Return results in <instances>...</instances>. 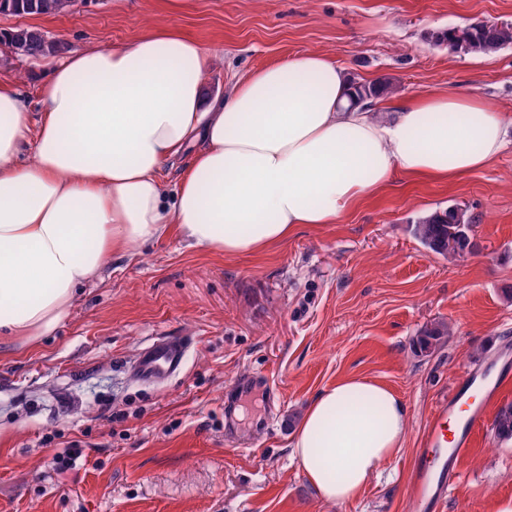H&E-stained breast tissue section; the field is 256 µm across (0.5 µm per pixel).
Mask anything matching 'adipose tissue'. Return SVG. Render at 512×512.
Instances as JSON below:
<instances>
[{
    "mask_svg": "<svg viewBox=\"0 0 512 512\" xmlns=\"http://www.w3.org/2000/svg\"><path fill=\"white\" fill-rule=\"evenodd\" d=\"M206 59L166 29L69 53L41 80L36 117L19 79L0 78V334H52L114 251L176 231L255 253L336 223L394 175L451 182L504 146L505 116L472 95L373 114L332 59L309 53L209 99ZM194 142L167 192L163 168ZM408 415L390 389L348 377L316 395L291 453L323 501L344 504L403 448Z\"/></svg>",
    "mask_w": 512,
    "mask_h": 512,
    "instance_id": "ef3b65f1",
    "label": "adipose tissue"
}]
</instances>
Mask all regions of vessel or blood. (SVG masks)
Wrapping results in <instances>:
<instances>
[{
	"instance_id": "vessel-or-blood-1",
	"label": "vessel or blood",
	"mask_w": 512,
	"mask_h": 512,
	"mask_svg": "<svg viewBox=\"0 0 512 512\" xmlns=\"http://www.w3.org/2000/svg\"><path fill=\"white\" fill-rule=\"evenodd\" d=\"M189 343L185 336H157L143 346L132 362L138 379L145 383H161L179 374L186 362ZM484 418V406L471 401L464 392H456L440 400L426 425L421 444L411 465L409 494L419 512H435L449 487L458 477L447 470L449 457H460L471 444L473 433ZM456 429H449V422Z\"/></svg>"
}]
</instances>
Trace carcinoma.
<instances>
[{
    "label": "carcinoma",
    "mask_w": 512,
    "mask_h": 512,
    "mask_svg": "<svg viewBox=\"0 0 512 512\" xmlns=\"http://www.w3.org/2000/svg\"><path fill=\"white\" fill-rule=\"evenodd\" d=\"M72 7L73 0H0V13L15 16H57L70 12ZM5 35L10 51H19L30 59L60 55L68 49L66 42L49 38L42 30L33 27H16L5 32ZM433 38L435 44L444 45L455 52L488 55L512 44V25L476 21L435 31ZM353 85L357 97L370 101L399 91V87L389 81H355ZM413 233L428 251L445 258H456L477 247L474 225L471 224L467 210L459 206L424 213L414 224ZM447 335L446 323H432L420 330L413 340V348L417 353H426L439 345ZM494 430L499 440L512 441V403L498 410Z\"/></svg>",
    "instance_id": "obj_1"
}]
</instances>
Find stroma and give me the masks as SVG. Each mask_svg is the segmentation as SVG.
Wrapping results in <instances>:
<instances>
[{"label":"stroma","instance_id":"35a3bbf8","mask_svg":"<svg viewBox=\"0 0 512 512\" xmlns=\"http://www.w3.org/2000/svg\"><path fill=\"white\" fill-rule=\"evenodd\" d=\"M86 0L58 16L0 15V30L42 29L70 50L109 48L173 27L209 52L207 96L290 56L330 57L398 99L467 94L512 116V45L489 55L434 45L433 31L512 24V0ZM13 59L29 101L58 64ZM467 207L475 252L447 260L411 231L423 213ZM450 332L430 354L412 340ZM191 340L182 373L148 385L128 365L151 338ZM512 350V127L489 167L456 181L394 177L335 224H302L241 256L178 235L113 253L70 316L33 342L0 337V512H416L408 465L436 403L472 368L495 375ZM366 376L409 408L405 444L340 506L323 502L291 458L294 430L322 389ZM256 386L224 417L235 383ZM76 455L68 470L53 457ZM437 512H497L512 500V444L492 422L457 464ZM448 336V325L436 322L425 326L413 340V348L417 353H426L441 343Z\"/></svg>","mask_w":512,"mask_h":512}]
</instances>
